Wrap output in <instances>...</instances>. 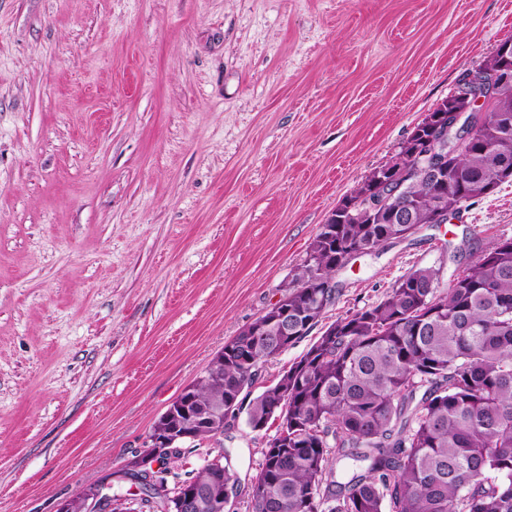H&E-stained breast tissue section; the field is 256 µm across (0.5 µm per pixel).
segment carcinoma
Returning <instances> with one entry per match:
<instances>
[{
  "instance_id": "obj_1",
  "label": "carcinoma",
  "mask_w": 512,
  "mask_h": 512,
  "mask_svg": "<svg viewBox=\"0 0 512 512\" xmlns=\"http://www.w3.org/2000/svg\"><path fill=\"white\" fill-rule=\"evenodd\" d=\"M479 70L512 74V38L499 43ZM494 112L477 121L470 147L445 156L438 174L416 172L413 138L397 157L372 171L340 203L310 243L278 301L288 309V335L266 310L224 343L158 418L152 433H189L190 441L223 445L229 421L245 413L254 432L275 426L250 483L248 512H512V237H499L477 259L443 278V267H420L394 282L378 303L336 318L300 359L260 394L250 388L268 359L304 338L336 300V272L358 249L371 255L405 239L439 212L461 209L492 193L512 167V80L494 93ZM459 104L452 93L414 128L428 127ZM398 188L407 217L393 224L368 200ZM145 448L125 464L167 466L181 449L155 459ZM224 481L204 464L191 481L189 512H221L240 478L224 452ZM184 484L147 489L135 504L112 496V512L168 505Z\"/></svg>"
}]
</instances>
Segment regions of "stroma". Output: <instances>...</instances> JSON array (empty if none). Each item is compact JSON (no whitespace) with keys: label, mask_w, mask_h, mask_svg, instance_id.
<instances>
[{"label":"stroma","mask_w":512,"mask_h":512,"mask_svg":"<svg viewBox=\"0 0 512 512\" xmlns=\"http://www.w3.org/2000/svg\"><path fill=\"white\" fill-rule=\"evenodd\" d=\"M510 37L512 0H0V512L138 497L123 467L158 417ZM502 236L512 182L352 260L325 319ZM262 443L234 421L242 483Z\"/></svg>","instance_id":"stroma-1"}]
</instances>
